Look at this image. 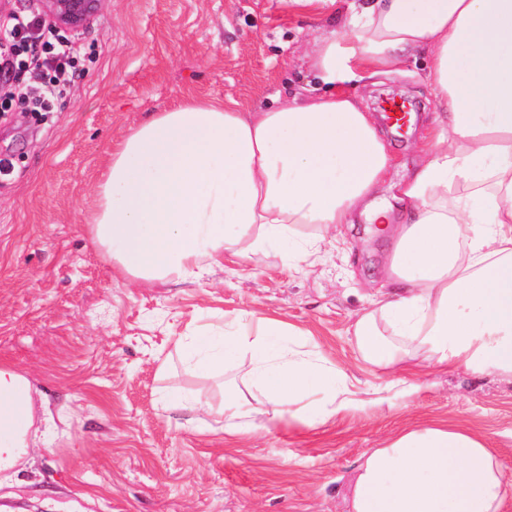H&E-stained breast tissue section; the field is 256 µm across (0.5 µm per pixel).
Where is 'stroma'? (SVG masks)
Instances as JSON below:
<instances>
[{
  "label": "stroma",
  "instance_id": "stroma-1",
  "mask_svg": "<svg viewBox=\"0 0 512 512\" xmlns=\"http://www.w3.org/2000/svg\"><path fill=\"white\" fill-rule=\"evenodd\" d=\"M328 13H297L288 0H106L76 37L82 73L52 111L14 98L0 117V361L29 376L55 435L0 483V512H347L362 453L388 436L446 420L487 436L512 481V379L462 370L422 376L417 396L351 413L310 430L270 425L224 431L227 383L244 385L248 360L200 377L176 350L190 328L252 310L306 332L359 379H378L349 336L377 291L390 237L367 219L344 225L302 261L278 254L225 258L198 279L138 284L116 275L90 238L96 187L114 143L145 114L193 96L241 108L304 94L315 39L341 26ZM370 110L405 96L418 117L405 136L382 132L393 156L376 190L402 210L407 179L434 134L437 108L423 62L353 84ZM208 394L213 413L165 409L167 389Z\"/></svg>",
  "mask_w": 512,
  "mask_h": 512
}]
</instances>
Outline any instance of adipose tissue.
<instances>
[{
    "instance_id": "1",
    "label": "adipose tissue",
    "mask_w": 512,
    "mask_h": 512,
    "mask_svg": "<svg viewBox=\"0 0 512 512\" xmlns=\"http://www.w3.org/2000/svg\"><path fill=\"white\" fill-rule=\"evenodd\" d=\"M428 53L441 116L427 159L399 187L389 275L400 294L372 300L350 327L386 390L462 369L512 378V0H349L345 28L315 41L324 92L241 110L185 98L132 125L96 187L94 242L125 277L199 278L231 255L316 254L385 177L390 156L371 115L343 85ZM188 366L211 374L248 358V381L278 420L314 429L371 401L357 380L282 320L241 310L209 336L188 335ZM224 430L254 429L238 386ZM32 384L0 361V471L30 446ZM512 484L485 436L444 423L396 433L362 455L348 512H501Z\"/></svg>"
}]
</instances>
